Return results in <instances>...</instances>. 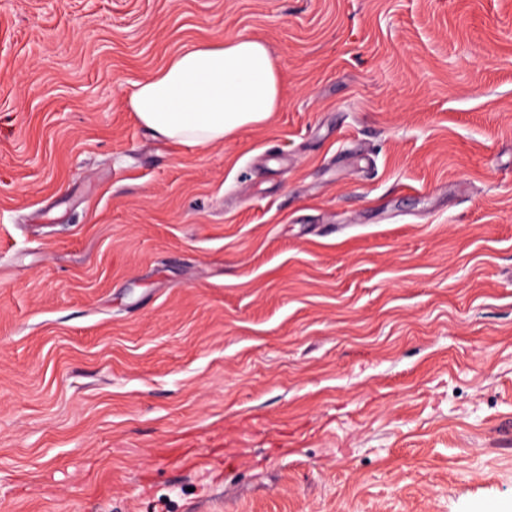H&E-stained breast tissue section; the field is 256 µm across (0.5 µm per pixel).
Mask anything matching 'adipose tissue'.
I'll list each match as a JSON object with an SVG mask.
<instances>
[{
    "label": "adipose tissue",
    "mask_w": 512,
    "mask_h": 512,
    "mask_svg": "<svg viewBox=\"0 0 512 512\" xmlns=\"http://www.w3.org/2000/svg\"><path fill=\"white\" fill-rule=\"evenodd\" d=\"M127 102L162 138L206 147L279 111V72L258 39L200 41L173 52L160 68L134 82Z\"/></svg>",
    "instance_id": "adipose-tissue-1"
}]
</instances>
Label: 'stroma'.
<instances>
[{"instance_id": "stroma-1", "label": "stroma", "mask_w": 512, "mask_h": 512, "mask_svg": "<svg viewBox=\"0 0 512 512\" xmlns=\"http://www.w3.org/2000/svg\"><path fill=\"white\" fill-rule=\"evenodd\" d=\"M0 512H512V0H0ZM127 102L162 138L206 147L279 111V72L258 39L200 41L173 52L160 68L134 82Z\"/></svg>"}]
</instances>
